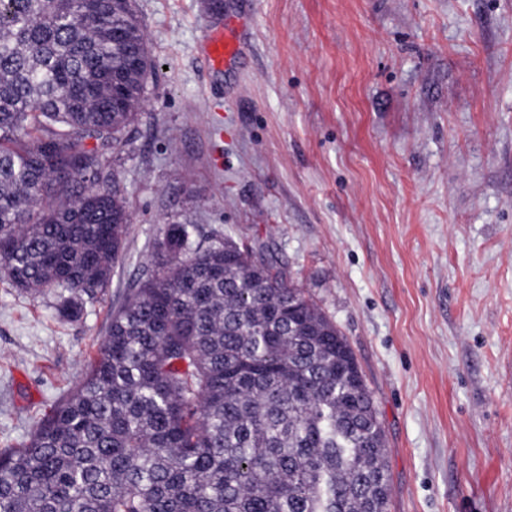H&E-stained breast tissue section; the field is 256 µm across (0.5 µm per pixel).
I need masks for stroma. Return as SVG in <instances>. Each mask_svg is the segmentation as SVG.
Returning a JSON list of instances; mask_svg holds the SVG:
<instances>
[{"mask_svg":"<svg viewBox=\"0 0 512 512\" xmlns=\"http://www.w3.org/2000/svg\"><path fill=\"white\" fill-rule=\"evenodd\" d=\"M136 0L109 161L133 221L80 315L0 278V448L77 383L165 224L265 243L347 338L390 512H512V0ZM244 36L224 69L208 33Z\"/></svg>","mask_w":512,"mask_h":512,"instance_id":"obj_1","label":"stroma"}]
</instances>
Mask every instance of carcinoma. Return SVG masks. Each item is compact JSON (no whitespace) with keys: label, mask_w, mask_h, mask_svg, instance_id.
<instances>
[{"label":"carcinoma","mask_w":512,"mask_h":512,"mask_svg":"<svg viewBox=\"0 0 512 512\" xmlns=\"http://www.w3.org/2000/svg\"><path fill=\"white\" fill-rule=\"evenodd\" d=\"M155 68L133 0H0V275L81 312L131 214L106 153ZM74 388L0 449V512H389L357 359L279 255L167 224Z\"/></svg>","instance_id":"carcinoma-1"}]
</instances>
